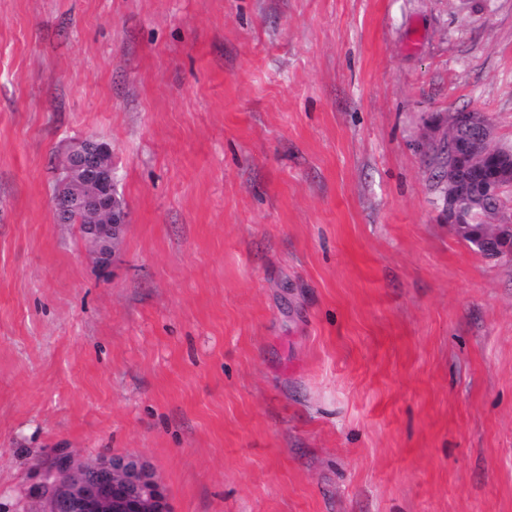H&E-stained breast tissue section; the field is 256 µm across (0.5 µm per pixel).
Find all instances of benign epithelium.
<instances>
[{"instance_id":"obj_1","label":"benign epithelium","mask_w":512,"mask_h":512,"mask_svg":"<svg viewBox=\"0 0 512 512\" xmlns=\"http://www.w3.org/2000/svg\"><path fill=\"white\" fill-rule=\"evenodd\" d=\"M434 144L456 157L442 169L446 223L490 259L512 260V151L495 141V126L475 110L448 113L433 129ZM56 222L85 219L86 238L101 269L111 263L126 223L118 207L112 145L102 139L76 142L61 157L53 197ZM43 512H173L166 488L141 456L125 453L84 461L72 455L51 460L40 491Z\"/></svg>"}]
</instances>
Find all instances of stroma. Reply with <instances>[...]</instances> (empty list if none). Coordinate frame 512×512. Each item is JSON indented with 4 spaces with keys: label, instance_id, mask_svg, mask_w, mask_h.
<instances>
[{
    "label": "stroma",
    "instance_id": "1",
    "mask_svg": "<svg viewBox=\"0 0 512 512\" xmlns=\"http://www.w3.org/2000/svg\"><path fill=\"white\" fill-rule=\"evenodd\" d=\"M512 147V0H0V512L61 451L174 512H512V261L431 122ZM112 145L107 270L55 219ZM475 109L448 112L441 123L433 125L442 132L434 144L457 158L448 164V153L438 152L433 160L441 171L443 211L446 223L457 238L469 235L468 245L488 259L512 260V151L499 148L495 126L484 113ZM444 124V125H443ZM465 131L464 141L456 139ZM494 208L480 216L479 204ZM475 224H483L476 226Z\"/></svg>",
    "mask_w": 512,
    "mask_h": 512
}]
</instances>
